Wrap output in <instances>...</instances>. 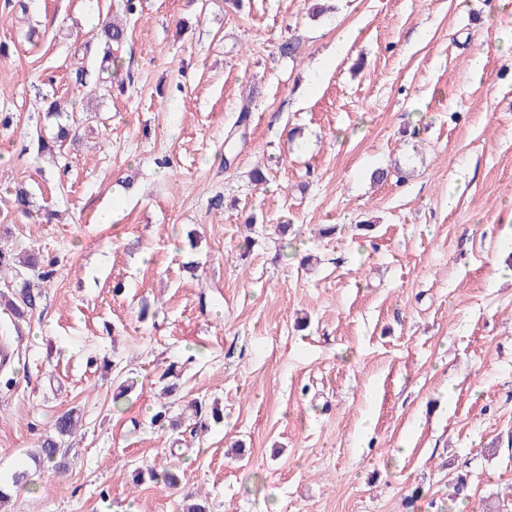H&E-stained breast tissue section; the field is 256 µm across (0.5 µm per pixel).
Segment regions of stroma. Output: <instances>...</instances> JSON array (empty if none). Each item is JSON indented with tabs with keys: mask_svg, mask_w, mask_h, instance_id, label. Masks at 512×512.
Returning a JSON list of instances; mask_svg holds the SVG:
<instances>
[{
	"mask_svg": "<svg viewBox=\"0 0 512 512\" xmlns=\"http://www.w3.org/2000/svg\"><path fill=\"white\" fill-rule=\"evenodd\" d=\"M98 3L117 85L85 0H0V245L56 268L0 305V512H512V0ZM70 409L68 473L27 466ZM104 35V53L102 55L99 68L103 71L112 72V43L120 44L126 38L125 29L112 25L111 22H105L101 29V35ZM73 129L69 124L57 123L56 133L46 139L41 136L38 139L39 141V151L41 153L48 154L51 157L53 163H58V159L63 157V146L67 140L74 141L76 140V132L72 134Z\"/></svg>",
	"mask_w": 512,
	"mask_h": 512,
	"instance_id": "35a3bbf8",
	"label": "stroma"
}]
</instances>
